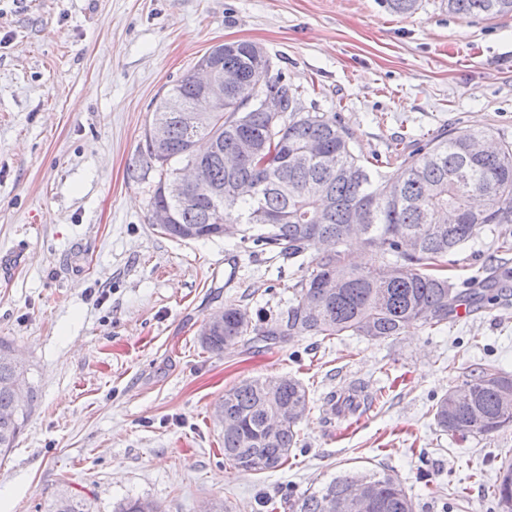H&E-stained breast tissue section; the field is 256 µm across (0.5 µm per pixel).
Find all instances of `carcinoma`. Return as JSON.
I'll return each mask as SVG.
<instances>
[{
	"label": "carcinoma",
	"instance_id": "cac0c4a2",
	"mask_svg": "<svg viewBox=\"0 0 512 512\" xmlns=\"http://www.w3.org/2000/svg\"><path fill=\"white\" fill-rule=\"evenodd\" d=\"M448 11L462 17L495 18L512 14V0H447ZM221 65L238 73L237 86L224 91L218 112L187 115L200 90L187 72L156 104L153 121L169 127L166 144L145 141L141 159L133 165L140 179L155 173L150 207L166 206L174 221L162 231L185 239L193 229L195 240L220 237L219 226L243 224L253 244L290 258L314 248L315 267L295 292L287 324H252L247 309L224 307V327L200 341L213 353L238 344L250 334L266 344L285 336H320L331 340L355 335L380 340L412 329L433 326L457 315L464 304L486 299L477 292L457 290L445 273L448 256L477 241L496 238L498 249L512 250V143L488 151L475 148L490 141L480 130L446 131L401 156L400 173L390 177L376 167L380 159L357 156L349 131L317 112H306L299 96L277 75L258 85L266 71L255 43L238 41L224 50ZM258 90L287 97L286 112H240L238 103ZM209 142L206 152L196 149L198 139ZM255 153L238 154L241 141ZM322 144L323 154L307 157L309 142ZM199 167V181L191 190L193 201L184 204L162 194V183L177 169L171 162ZM240 182L255 185V195L237 191ZM358 239L382 254L372 267L356 265L347 251ZM327 241L331 248L317 249ZM336 283L326 288L328 280ZM12 371L0 365V454L12 448L23 431L28 411L17 410L11 394ZM470 386L468 402L448 407V396L438 400L434 420L444 432L465 440L488 436L512 426V377L494 365L472 371L463 381ZM371 397L354 388L334 404V411L355 412ZM305 386L294 378L271 386V378L245 379L224 394V462L243 471H274L297 447L298 422L310 411ZM278 421L268 433L267 421ZM365 483L374 490L368 512H414L412 498L402 483L382 472L369 476L342 475L319 491L288 489V512H332ZM498 512H512V465L500 468L495 491ZM47 512H90L81 495L57 497ZM119 512H163L149 497L126 500Z\"/></svg>",
	"mask_w": 512,
	"mask_h": 512
}]
</instances>
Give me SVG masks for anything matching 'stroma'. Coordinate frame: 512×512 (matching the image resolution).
Listing matches in <instances>:
<instances>
[{
    "instance_id": "1",
    "label": "stroma",
    "mask_w": 512,
    "mask_h": 512,
    "mask_svg": "<svg viewBox=\"0 0 512 512\" xmlns=\"http://www.w3.org/2000/svg\"><path fill=\"white\" fill-rule=\"evenodd\" d=\"M261 45L306 111L337 115L356 154L445 129L512 142V17L469 19L445 0L410 15L384 0H0V338L24 360L37 401L0 457V512H46L60 494L115 512L149 497L164 512H270L287 489L387 471L414 512H496L512 427L464 441L432 408L471 368L512 375V281L503 303L403 336L243 341L216 354L198 333L228 304L285 321L315 267L235 233L179 241L150 222L131 174L159 97L215 44ZM482 236L448 259L455 283H484ZM290 376L311 410L274 471L224 461L213 413L245 378ZM382 398L360 418L331 395Z\"/></svg>"
}]
</instances>
